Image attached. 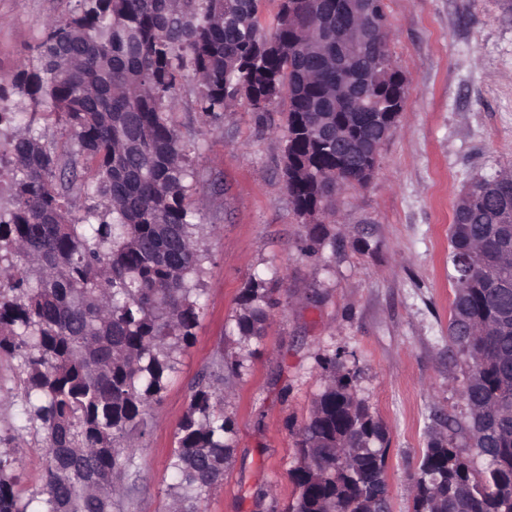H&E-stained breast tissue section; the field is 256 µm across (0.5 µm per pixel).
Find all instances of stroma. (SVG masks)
Instances as JSON below:
<instances>
[{"mask_svg": "<svg viewBox=\"0 0 512 512\" xmlns=\"http://www.w3.org/2000/svg\"><path fill=\"white\" fill-rule=\"evenodd\" d=\"M393 66L407 81L373 179L336 196V220L313 256L310 225L284 176L283 116L238 103L204 123L186 77L172 119L196 146L189 199L201 198L203 311L178 357L123 484V512H170L167 469L192 390L210 378L232 421L224 479L199 512H286L291 473L314 402L340 362L355 397L385 430L392 512H410L428 435L464 421L463 357L448 351L454 299L448 227L464 188L512 169V0H384ZM76 0H0V77L35 58L48 19ZM272 290L262 336L241 341L239 296L252 278ZM251 357L242 374L231 365ZM0 446L18 458L15 491L44 484L41 436L23 410L15 359L0 355Z\"/></svg>", "mask_w": 512, "mask_h": 512, "instance_id": "stroma-1", "label": "stroma"}]
</instances>
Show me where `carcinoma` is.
I'll return each mask as SVG.
<instances>
[{"mask_svg": "<svg viewBox=\"0 0 512 512\" xmlns=\"http://www.w3.org/2000/svg\"><path fill=\"white\" fill-rule=\"evenodd\" d=\"M349 0H281L272 31L264 0H77L64 21L47 23L35 64L11 88L0 82V125L16 113L12 91L51 105L72 149L59 156L32 123L9 142L0 165L12 207L0 209V353L18 361L24 412L44 436L46 481L23 503L15 459L0 451V512H113L133 449L122 441L146 426L178 353L203 310L197 280L204 254L197 233L204 202L187 201L194 172L170 113L193 75L197 111L217 120L237 102L270 112L287 100L284 173L301 216L315 217L312 244L327 234L336 190L367 184V150L396 124L404 80L390 59L384 0H361L380 33L352 57L336 34L312 27L320 12ZM371 77L372 98L357 102ZM78 185L88 204L71 216ZM512 170L476 178L449 227L455 297L448 343L467 363L460 391L467 421L430 435L412 512H512ZM24 260L19 268L14 259ZM270 289L254 279L240 297L236 326L248 340L263 332ZM301 430L297 489L287 512H384L387 448L381 422L336 374ZM224 397L199 382L169 461L173 512L224 478L231 433ZM487 461L471 467L457 444Z\"/></svg>", "mask_w": 512, "mask_h": 512, "instance_id": "cac0c4a2", "label": "carcinoma"}]
</instances>
